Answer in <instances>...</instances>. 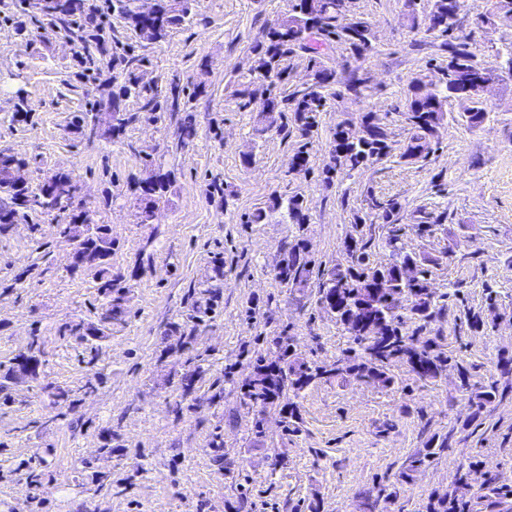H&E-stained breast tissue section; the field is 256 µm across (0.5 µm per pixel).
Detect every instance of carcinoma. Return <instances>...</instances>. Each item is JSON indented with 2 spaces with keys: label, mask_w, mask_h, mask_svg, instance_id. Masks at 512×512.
Masks as SVG:
<instances>
[{
  "label": "carcinoma",
  "mask_w": 512,
  "mask_h": 512,
  "mask_svg": "<svg viewBox=\"0 0 512 512\" xmlns=\"http://www.w3.org/2000/svg\"><path fill=\"white\" fill-rule=\"evenodd\" d=\"M68 5L57 8L53 0H28V6L37 9L44 16L68 24L71 17L83 11V0H67ZM193 0H159L151 14H143L135 6V0H116L115 9L127 20L139 40L148 44L164 39L169 29L185 22L192 10ZM464 0H433L432 9L424 19L425 32L443 38V47L448 53L473 58L467 36L460 29V14ZM344 0H291V8L276 26L269 28L262 39L250 48L253 64L250 72L258 75L260 83L253 81L238 91L242 98L258 93L268 95L267 110L259 122L272 124L274 114L283 117L290 112L302 136L307 137L317 127L318 117L325 110L330 96L331 85L337 83L336 72L327 68L322 61L324 51L336 44L346 47L351 55L362 59L375 46L369 24L362 19L349 23L341 22ZM478 20L485 24L492 21L512 23V0H494L493 9L478 14ZM310 54L312 80L308 86L290 95H280L278 88L288 82V60L298 53ZM142 59L130 54L123 58L124 80L112 91V95L98 103L99 111L110 114V122L103 135L119 137L135 119L128 113L126 101L136 98L146 112L180 111L178 85L170 87V95H161L158 88L140 83L136 69ZM366 78L353 71L343 82L345 90L355 97L363 95ZM458 103L468 125L477 128L489 114L487 105L475 96V88L466 77L453 84L431 85L421 79L413 81L405 95L401 116L409 127L410 137L404 146L401 158L411 163L425 161L433 153V139L437 129L447 118L446 105ZM350 122L343 121L336 126L330 150V163L322 169L323 181L331 184L336 176H350L361 172L392 150L391 132L384 118L369 110L359 113L358 129L349 135ZM71 179L67 173H55L36 192L27 187L15 188L11 192L13 205L0 206V235L8 232L15 222L17 208L42 210L62 209L74 198L71 188H61L55 193L48 188ZM171 186L170 175L161 174L156 181L137 187L141 200L158 203ZM372 209L386 224L396 221L401 204L394 200L380 202L372 200ZM285 211L288 220L303 224L307 220L303 199L292 195L288 199L280 196L271 198L268 210L253 214L251 223L259 224L269 215ZM81 215L74 214L67 224L57 225L58 232L77 241V251L71 257L69 270L72 273L89 270L98 280V291L106 298H112L111 263L113 242L110 228L104 224L91 230L80 222ZM351 264L346 268L333 267L321 270L323 277L319 285L321 302L334 311L337 319L353 338V346L346 350L344 357L336 364V374L343 372L355 375L367 382L387 386L391 379L383 371L384 365L394 360L407 361L412 370L423 379L436 377L447 366L448 357L432 343L417 345L414 338L402 332L401 308L403 298L411 300L409 312L417 319L427 322L438 314L434 293L430 289L427 271L420 267L416 258L405 255L385 265L367 262L369 254L366 244L351 239L347 245ZM315 261L309 258L303 242L293 245L288 260L279 270V278L294 285L306 286L311 279ZM44 355L39 337L34 336L27 351L4 367L9 376H16L23 362L35 363L30 376H39ZM325 372L304 364L289 363L288 368L256 363L255 376L247 384L244 398L249 401L270 403L290 386L299 391Z\"/></svg>",
  "instance_id": "obj_1"
}]
</instances>
